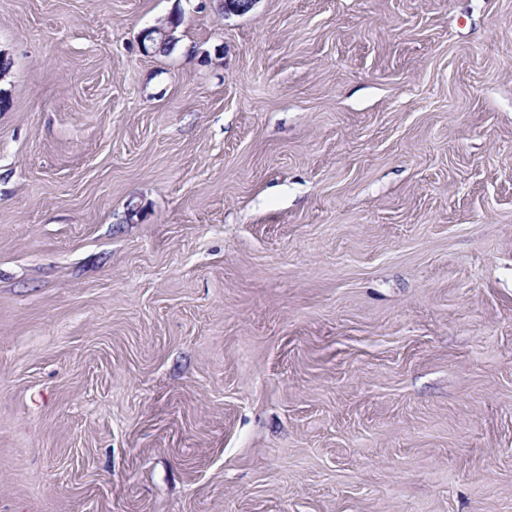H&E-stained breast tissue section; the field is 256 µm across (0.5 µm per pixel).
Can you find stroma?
<instances>
[{
	"instance_id": "35a3bbf8",
	"label": "stroma",
	"mask_w": 512,
	"mask_h": 512,
	"mask_svg": "<svg viewBox=\"0 0 512 512\" xmlns=\"http://www.w3.org/2000/svg\"><path fill=\"white\" fill-rule=\"evenodd\" d=\"M0 57V512H512V0H0Z\"/></svg>"
}]
</instances>
